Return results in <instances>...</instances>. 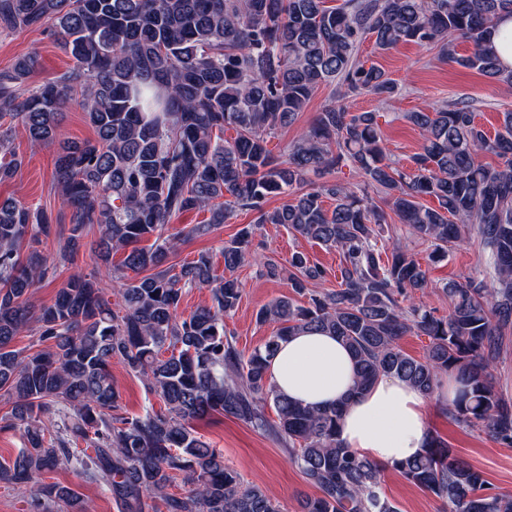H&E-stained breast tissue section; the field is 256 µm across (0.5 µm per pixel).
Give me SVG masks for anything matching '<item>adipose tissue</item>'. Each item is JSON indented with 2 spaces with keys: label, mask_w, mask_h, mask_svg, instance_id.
<instances>
[{
  "label": "adipose tissue",
  "mask_w": 512,
  "mask_h": 512,
  "mask_svg": "<svg viewBox=\"0 0 512 512\" xmlns=\"http://www.w3.org/2000/svg\"><path fill=\"white\" fill-rule=\"evenodd\" d=\"M276 390L306 406H324L349 397L340 438L379 463L422 454L431 441L425 423L430 398L395 377H380L353 394L355 365L349 350L328 332L309 329L282 341L268 363Z\"/></svg>",
  "instance_id": "obj_1"
}]
</instances>
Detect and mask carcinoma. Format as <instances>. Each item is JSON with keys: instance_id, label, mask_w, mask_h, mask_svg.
I'll return each instance as SVG.
<instances>
[{"instance_id": "cac0c4a2", "label": "carcinoma", "mask_w": 512, "mask_h": 512, "mask_svg": "<svg viewBox=\"0 0 512 512\" xmlns=\"http://www.w3.org/2000/svg\"><path fill=\"white\" fill-rule=\"evenodd\" d=\"M505 13L512 0H0V31L43 27L73 60L35 89L27 87L31 56L0 72V182L23 165L10 135L17 121L31 142L58 143L54 184L69 211L63 227L41 208L0 201V391L11 407L3 428L24 441L0 463V483L35 487L29 512H89L75 488L43 481L61 467L100 487L119 512H149L156 499L163 510L155 512H282L196 431L193 422L222 414L288 441L292 462L317 490L301 500L302 512H397L381 489L382 466L338 437L344 403L303 407L269 380L279 342L307 327L350 350L358 390L391 376L430 398L442 375H454L460 390L446 405L448 418L511 448L512 400L494 390L492 371L512 348V112L492 138L463 103L406 113L422 137L406 166L386 151L377 113L344 103L317 112L285 159L268 148L323 84L341 83L344 99L397 95L385 70L357 58L368 38L380 50L436 48L463 69L512 84L491 48ZM460 41L469 53L457 52ZM71 102L94 140L58 139ZM481 154L499 163L482 164ZM342 166L362 189L312 180ZM274 196L285 201L269 209ZM239 210L340 255L338 288L310 295L306 305L277 298L260 308L257 320L278 328L247 357L224 316L241 300L234 272L251 256L256 225L224 242L223 276L205 251L170 263L186 240L210 235ZM189 211L208 217L169 232ZM390 212L428 244L431 264L447 260L473 227L492 273L445 283L448 314H437L415 300L429 283L417 255L398 247L384 255L378 246ZM93 231L101 267L73 271L51 304L36 305L34 288L55 277L57 264L35 245L53 236L58 259L72 263ZM114 252L122 254L116 265ZM255 263L300 296L328 276L301 251ZM187 288L209 289L212 304L180 314ZM28 331L37 349L15 348ZM409 333L428 338L419 359L400 347ZM114 363L163 408L129 414L112 381ZM392 469L444 501L446 512H512V495L492 491L439 437ZM178 475L185 490L173 495Z\"/></svg>"}]
</instances>
